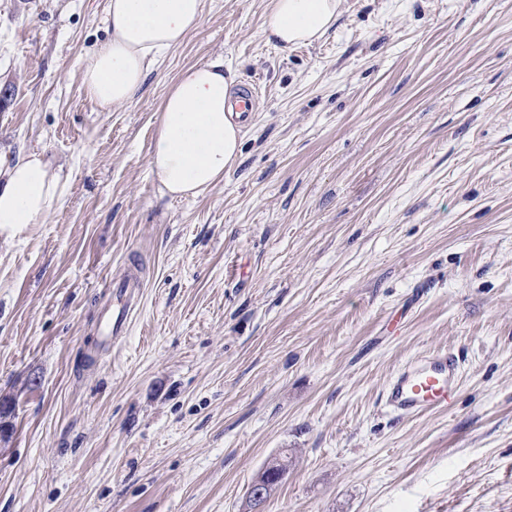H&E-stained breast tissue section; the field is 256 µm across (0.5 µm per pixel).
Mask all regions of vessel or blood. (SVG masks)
<instances>
[{
  "label": "vessel or blood",
  "mask_w": 512,
  "mask_h": 512,
  "mask_svg": "<svg viewBox=\"0 0 512 512\" xmlns=\"http://www.w3.org/2000/svg\"><path fill=\"white\" fill-rule=\"evenodd\" d=\"M116 309L105 326V337L116 341L129 329L132 312L139 303L142 285L137 277L113 281ZM460 372L458 358L445 351L425 353L399 368L388 380L384 406L402 419L433 409L447 408L456 397Z\"/></svg>",
  "instance_id": "vessel-or-blood-1"
}]
</instances>
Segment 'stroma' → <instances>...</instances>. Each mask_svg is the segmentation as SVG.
Listing matches in <instances>:
<instances>
[{"label": "stroma", "mask_w": 512, "mask_h": 512, "mask_svg": "<svg viewBox=\"0 0 512 512\" xmlns=\"http://www.w3.org/2000/svg\"><path fill=\"white\" fill-rule=\"evenodd\" d=\"M106 0H0V160L63 183L0 231V512H512V0H339L305 45L270 0H203L127 102L84 60ZM257 85L241 155L192 198L151 165L185 66ZM145 286L99 327L112 280ZM460 359L448 409L399 419L390 375ZM117 308L112 312L105 326V337L109 341H117L125 336L129 329L132 312L139 303L143 288L137 277H124L110 285ZM286 474H288V453L268 463L258 478L266 479L268 482L271 481V492H273ZM260 479L254 480L249 486L248 496H250L252 500L258 501L264 498L268 492L269 484Z\"/></svg>", "instance_id": "stroma-1"}]
</instances>
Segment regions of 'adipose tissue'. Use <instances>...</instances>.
<instances>
[{
    "instance_id": "1",
    "label": "adipose tissue",
    "mask_w": 512,
    "mask_h": 512,
    "mask_svg": "<svg viewBox=\"0 0 512 512\" xmlns=\"http://www.w3.org/2000/svg\"><path fill=\"white\" fill-rule=\"evenodd\" d=\"M268 36L284 47L321 38L335 23L338 0H271ZM109 37L89 55L83 81L104 106L130 100L154 62L202 21V0H108ZM233 75L220 61L183 68L159 107L152 166L166 193L196 197L224 177L241 154ZM60 175L43 153L0 170V228L39 224L61 203Z\"/></svg>"
}]
</instances>
